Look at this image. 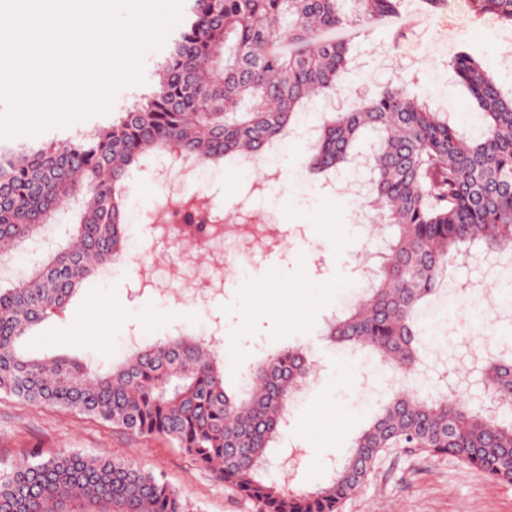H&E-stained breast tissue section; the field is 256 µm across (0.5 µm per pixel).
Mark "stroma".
Returning a JSON list of instances; mask_svg holds the SVG:
<instances>
[{"instance_id":"1","label":"stroma","mask_w":512,"mask_h":512,"mask_svg":"<svg viewBox=\"0 0 512 512\" xmlns=\"http://www.w3.org/2000/svg\"><path fill=\"white\" fill-rule=\"evenodd\" d=\"M507 33L496 20L475 18L463 0H445L431 16L421 11L418 0H407L401 15L386 25L336 31V38L351 42L356 61L339 98L349 104L400 85L431 108L449 113L461 129L478 133L479 108L456 83L449 62L462 51L488 56L498 77L510 83L512 66L498 50ZM167 53L164 47L145 53L143 82L134 89L122 88L107 114L34 137L0 138V148L64 142L112 122L153 90ZM306 143V137L287 136L255 169L232 164L197 169L187 193L207 196L228 210L244 204L286 233L284 247L271 254L233 244L236 274L204 304L190 294H176L170 283L175 276L186 285L207 280L208 262L184 261L144 220L168 193V184L149 172L129 179L123 262L84 284L62 314L33 328L22 341L24 348L35 356L63 354L105 370L128 358V337L151 342L168 334L217 328L230 338L223 351L224 387L235 393L259 358L291 345L304 346L314 372L288 408L294 429L280 442L281 447L300 450L303 464L295 469L271 457L266 478L290 490L328 480L392 390L376 358L362 350L340 349L325 335L327 322L339 314L361 270L380 263L378 243L355 218L359 203L346 192L367 173L348 167L327 178L306 175ZM271 169L276 180L267 193L252 191V182ZM159 254L167 262L153 266ZM147 270L153 271L157 287L141 288ZM511 281L512 250L501 254L493 270L467 261L453 263L446 284L469 288ZM263 283L270 284V291L254 295L253 286ZM119 307L126 319H114ZM484 332L469 310L449 313L441 355L425 361L422 375L410 382L412 391L422 396L446 392L445 381L462 360L484 354ZM63 450L137 461L178 488L190 512H254L250 501L198 469L165 439L130 435L77 413L0 394V470L35 452L46 459ZM309 458L318 460V475L310 474L305 464ZM343 512H512V482L490 480L445 455L392 448L378 457Z\"/></svg>"}]
</instances>
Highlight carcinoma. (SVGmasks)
Segmentation results:
<instances>
[{
  "mask_svg": "<svg viewBox=\"0 0 512 512\" xmlns=\"http://www.w3.org/2000/svg\"><path fill=\"white\" fill-rule=\"evenodd\" d=\"M475 16L512 28V0H472ZM405 0H193L192 16L166 57L154 90L93 133L24 152L0 151V255L48 237L59 213L80 209L64 243L21 278L0 285V392L36 406L70 409L143 436L163 437L255 512H342L387 448L448 455L495 481L512 482V422L473 413L458 395L422 398L404 385L355 440L333 478L312 491L263 479L294 394L311 364L294 346L261 360L243 393L224 389L222 351L198 337L161 339L103 371L62 355L31 357L22 338L60 315L86 281L126 254L124 187L132 170L175 158L218 166L262 156L317 97L336 91L349 43L324 38L356 20L381 26ZM458 81L482 109L479 138L401 88L347 111L321 113L306 167L335 171L364 132L377 134L368 163V205L393 233L385 261L363 273L356 293L326 329L401 373L417 364L421 305L443 287L464 246L512 247V90L467 52ZM187 221L218 224L220 206L198 195L168 197ZM486 375L512 405V360ZM0 512H189L179 491L137 463L63 451L0 472Z\"/></svg>",
  "mask_w": 512,
  "mask_h": 512,
  "instance_id": "cac0c4a2",
  "label": "carcinoma"
}]
</instances>
